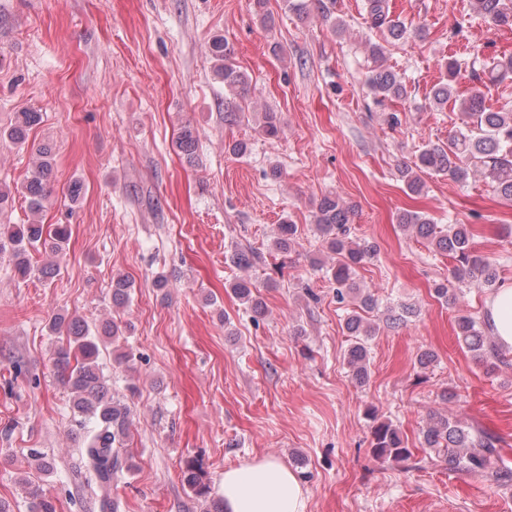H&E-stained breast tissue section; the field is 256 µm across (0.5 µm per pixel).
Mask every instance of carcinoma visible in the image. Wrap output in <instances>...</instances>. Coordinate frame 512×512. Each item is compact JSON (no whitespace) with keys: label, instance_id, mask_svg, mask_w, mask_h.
Segmentation results:
<instances>
[{"label":"carcinoma","instance_id":"obj_1","mask_svg":"<svg viewBox=\"0 0 512 512\" xmlns=\"http://www.w3.org/2000/svg\"><path fill=\"white\" fill-rule=\"evenodd\" d=\"M477 15L488 25L512 27V0H474ZM365 20L371 29L381 31L389 43L405 40L410 30L400 16L393 14L390 0H365ZM207 54L214 64L215 75L224 82V121L237 118L236 99L247 91L249 77L233 63V51L221 35L212 37ZM464 60L450 56L442 67L446 78L431 89L432 103L442 108L454 96V83L462 71ZM482 75L490 83L512 79V55L493 56L480 66ZM367 88L376 102L386 99L407 101L411 95L404 79L394 70L381 66L371 70ZM40 121L38 112H19L15 123L0 133L13 143L26 140L28 131ZM259 131L268 139H276L281 131L279 113H261ZM177 148L183 157L194 163L198 159V139L186 125L177 138ZM422 173L447 176L465 182L471 176H481L499 196L512 201V108L492 111L485 106L483 95L474 90L460 102L459 126L446 145H425L418 150L413 165L399 168V177L406 189L419 195L425 188ZM52 174L51 152L43 147L31 177L21 185L20 193L28 200L32 212H37L48 197ZM351 207L333 195H325L317 202L313 214L316 231L329 250L331 277L336 284V301L353 305L345 320L347 335L353 343L347 352V365L353 379L363 383L368 379L369 341L379 332L365 314L379 308L377 299L357 280V268L375 257L373 246L352 236ZM397 223L428 241L437 251L452 261V278L457 287H448V281L435 284L436 298L448 303L456 299L457 289L471 284L495 291L501 283L498 265L470 246L471 232L467 224L439 225L426 214L401 211ZM71 230L66 224H57L51 230L34 221L28 224L0 225V253L7 252L21 277L31 272L30 250L47 249L61 253L69 241ZM299 245L298 226L291 222L278 225L273 241L274 250L290 254ZM133 282L125 275L112 278V306H125L131 295ZM253 284L240 278L231 286L234 295L248 304L257 316L265 314V307L252 291ZM53 333L66 335V343L55 351L53 365L60 382L70 391L73 416L80 417L84 430V447L80 449L85 464V481L99 512H120V501L112 496V478L122 468L120 450L129 437L130 413L127 406L113 398L100 364L101 346L118 341L123 336L120 323L105 320L90 325L79 317L60 315L49 326ZM460 345L476 354L489 369L498 368L504 360L485 320L461 316L457 322ZM372 425L371 451L382 461L403 462L411 458L400 429L389 420L380 421L376 410H367ZM499 439L484 430L463 424L458 419L437 416L421 430L420 445L427 448L448 465L452 471L480 475L492 485L506 486L512 481V470L505 466L497 444ZM27 463L38 472H48L51 462L47 456L30 449ZM21 483L29 500L31 512H57L56 501L44 486L24 477ZM183 483L198 499L208 501L210 486L204 481V472L196 460H189L183 469Z\"/></svg>","mask_w":512,"mask_h":512}]
</instances>
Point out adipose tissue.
Wrapping results in <instances>:
<instances>
[{
  "instance_id": "1",
  "label": "adipose tissue",
  "mask_w": 512,
  "mask_h": 512,
  "mask_svg": "<svg viewBox=\"0 0 512 512\" xmlns=\"http://www.w3.org/2000/svg\"><path fill=\"white\" fill-rule=\"evenodd\" d=\"M486 317L500 348L512 352V284L486 302ZM225 512H307L308 497L299 477L285 464L263 457L225 469Z\"/></svg>"
}]
</instances>
